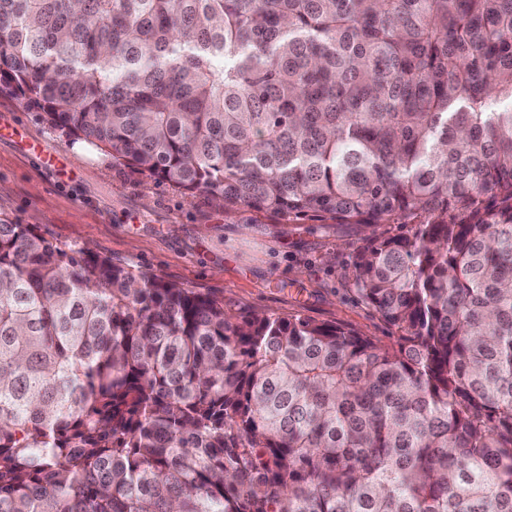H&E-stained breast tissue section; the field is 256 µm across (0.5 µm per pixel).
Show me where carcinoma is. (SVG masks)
Instances as JSON below:
<instances>
[{
  "label": "carcinoma",
  "instance_id": "obj_1",
  "mask_svg": "<svg viewBox=\"0 0 512 512\" xmlns=\"http://www.w3.org/2000/svg\"><path fill=\"white\" fill-rule=\"evenodd\" d=\"M0 93L226 209L412 224L396 331L234 312L0 218V512H512V0H0Z\"/></svg>",
  "mask_w": 512,
  "mask_h": 512
}]
</instances>
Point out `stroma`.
Returning <instances> with one entry per match:
<instances>
[{"mask_svg": "<svg viewBox=\"0 0 512 512\" xmlns=\"http://www.w3.org/2000/svg\"><path fill=\"white\" fill-rule=\"evenodd\" d=\"M0 217L37 225L50 241L88 246L113 262L183 287L220 294L239 311L344 323L375 339L390 327L354 293L349 275L367 237L400 233L315 215L224 211L94 146L68 138L19 97L0 94ZM56 159L41 167L31 145Z\"/></svg>", "mask_w": 512, "mask_h": 512, "instance_id": "1", "label": "stroma"}]
</instances>
